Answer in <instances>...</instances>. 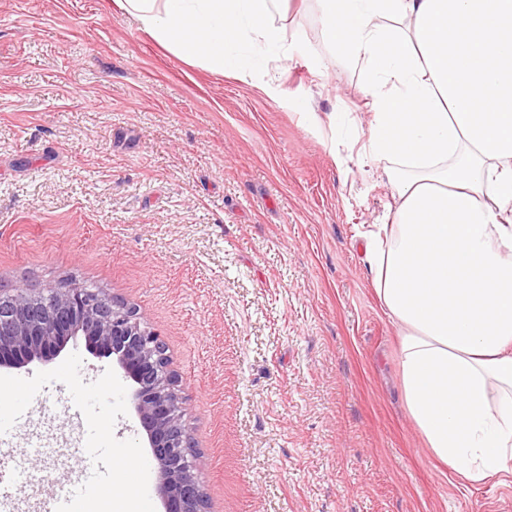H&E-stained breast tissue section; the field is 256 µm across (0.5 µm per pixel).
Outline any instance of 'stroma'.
<instances>
[{
  "mask_svg": "<svg viewBox=\"0 0 512 512\" xmlns=\"http://www.w3.org/2000/svg\"><path fill=\"white\" fill-rule=\"evenodd\" d=\"M315 0H278L288 61L242 81L175 56L114 0H0V289L61 282L166 344L205 512H512L422 446L361 233L397 199L365 166L360 65L324 74ZM67 387L0 448L41 512L90 466Z\"/></svg>",
  "mask_w": 512,
  "mask_h": 512,
  "instance_id": "stroma-1",
  "label": "stroma"
}]
</instances>
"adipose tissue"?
I'll use <instances>...</instances> for the list:
<instances>
[{"instance_id":"adipose-tissue-1","label":"adipose tissue","mask_w":512,"mask_h":512,"mask_svg":"<svg viewBox=\"0 0 512 512\" xmlns=\"http://www.w3.org/2000/svg\"><path fill=\"white\" fill-rule=\"evenodd\" d=\"M179 58L239 79L286 52L275 0H117ZM322 70L362 66L365 160L398 158L392 223L363 232L429 455L512 473V0H317Z\"/></svg>"}]
</instances>
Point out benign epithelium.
I'll return each mask as SVG.
<instances>
[{
	"mask_svg": "<svg viewBox=\"0 0 512 512\" xmlns=\"http://www.w3.org/2000/svg\"><path fill=\"white\" fill-rule=\"evenodd\" d=\"M4 300L13 314L0 318V367L21 368L53 356L77 336L115 356L124 376L136 384L134 406L156 465L164 512H200L199 457L189 448L160 336L124 303L69 283L58 284L46 297L17 293L5 299L0 293Z\"/></svg>",
	"mask_w": 512,
	"mask_h": 512,
	"instance_id": "1",
	"label": "benign epithelium"
}]
</instances>
